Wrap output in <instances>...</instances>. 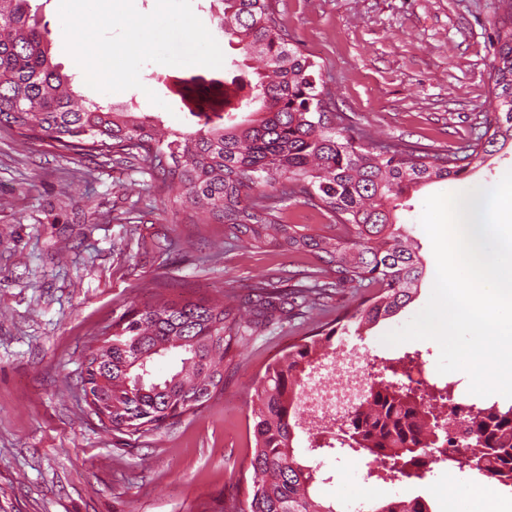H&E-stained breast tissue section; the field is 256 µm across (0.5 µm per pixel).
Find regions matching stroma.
I'll return each instance as SVG.
<instances>
[{"instance_id": "1", "label": "stroma", "mask_w": 512, "mask_h": 512, "mask_svg": "<svg viewBox=\"0 0 512 512\" xmlns=\"http://www.w3.org/2000/svg\"><path fill=\"white\" fill-rule=\"evenodd\" d=\"M492 0H279L291 48L316 62L337 111L374 143L406 142L439 152L464 146L494 102L489 95ZM52 54L85 98L128 104L179 129L168 112L177 79L223 78L241 62L217 29L211 0H192L224 54L222 68L145 64L142 88L104 94L88 87L66 52L58 0H30ZM162 100L152 104L147 91ZM512 170V151L487 157L457 179L410 192L397 211L420 246L426 273L412 303L362 335L346 336L363 355L419 358L409 371L422 385L450 386L473 403L469 377L438 373L431 340L383 344L427 304L436 274L420 224L424 200L494 186ZM159 173L144 162L60 152L0 128V512H224L245 499L244 467L254 445L253 383L317 323L353 309V289L332 295L329 312L306 310L233 344L224 389L174 424L143 434L102 424L85 401L88 347L127 312L164 298L224 301L243 307L249 286L266 280L290 289L308 258L273 245L225 247L224 225L189 223L164 205ZM296 453L317 468L321 497L336 512H372L394 496H422L431 512H449L448 482L484 484L478 471L431 466L424 478L385 482L365 456L311 450L298 433Z\"/></svg>"}]
</instances>
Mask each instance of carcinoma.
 <instances>
[{"mask_svg": "<svg viewBox=\"0 0 512 512\" xmlns=\"http://www.w3.org/2000/svg\"><path fill=\"white\" fill-rule=\"evenodd\" d=\"M29 2L0 0V126L26 139H47L59 151L140 158L163 175L157 190L181 187L166 202L191 223L206 214L224 221L227 244L274 242L315 258L297 271L301 279L290 303L270 282L253 283L245 317L208 300H161L135 309L112 324V336L89 348L82 383L108 408L113 430H158L223 390L232 343L261 331L268 313L287 303L323 311L342 288L375 289L350 314L266 367L252 396L247 497L224 506V512H336L317 492L316 468L295 454L302 381L335 337L360 336L413 302L425 266L397 223L399 201L420 185L458 178L485 156L512 148V0L493 2L494 117L465 147L433 154L406 144H362L369 134L332 111L316 63L289 48L274 0H216L219 31L261 68L247 91L238 75L183 83L184 101L215 98L206 109H188L186 129L166 131L153 115L76 92L71 76L53 62ZM287 197L325 212L332 223L315 235L281 223ZM171 353L176 364L156 375L157 360ZM413 362L406 356L383 366L390 377L369 385L336 431L339 444L350 440L353 451L365 452L391 480L423 478L434 463L430 429L450 426L451 389L430 394L411 386L405 378ZM465 410L474 444L490 452L471 448L457 457L458 468L474 465L493 482L512 481V407L471 403ZM373 512H429V506L420 496H403L380 502Z\"/></svg>", "mask_w": 512, "mask_h": 512, "instance_id": "1", "label": "carcinoma"}]
</instances>
